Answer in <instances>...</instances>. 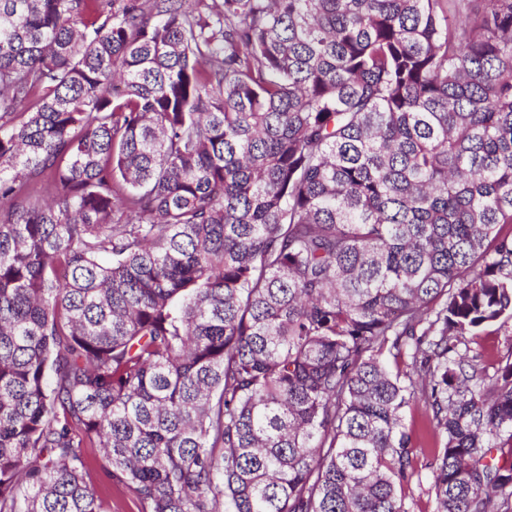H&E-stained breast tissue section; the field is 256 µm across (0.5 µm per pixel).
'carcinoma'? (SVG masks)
<instances>
[{"label": "carcinoma", "instance_id": "cac0c4a2", "mask_svg": "<svg viewBox=\"0 0 512 512\" xmlns=\"http://www.w3.org/2000/svg\"><path fill=\"white\" fill-rule=\"evenodd\" d=\"M0 0V512H512V0ZM419 380L393 372L405 361ZM468 347L470 351L460 345L459 353L471 357L475 352H482L483 365L489 375H493L499 365H504L507 360L512 362V334L499 331L497 324L487 327L477 339V344L471 343ZM431 411L422 402H416L406 413V429L412 435L416 455L413 459L414 475L404 486L402 502L405 512H434L436 507L434 478L428 465L431 456L428 452L433 441ZM425 450V453H422ZM84 455L91 464V477L94 485L110 507V512H138L139 506L132 494L123 488H118L107 480L101 470L102 453L99 448H85Z\"/></svg>", "mask_w": 512, "mask_h": 512}]
</instances>
